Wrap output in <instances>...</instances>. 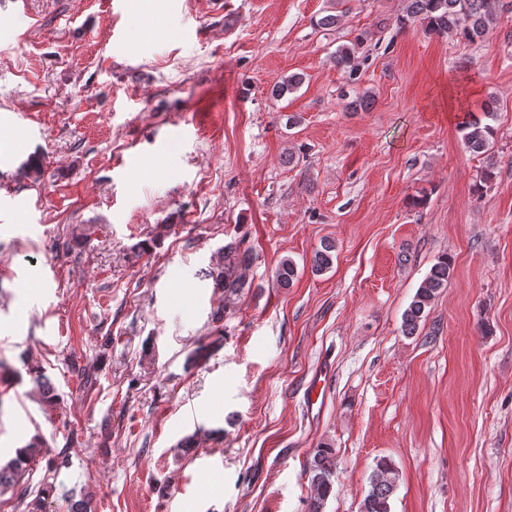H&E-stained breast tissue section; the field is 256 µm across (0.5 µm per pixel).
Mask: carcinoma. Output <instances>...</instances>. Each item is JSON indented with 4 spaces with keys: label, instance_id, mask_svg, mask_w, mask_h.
I'll list each match as a JSON object with an SVG mask.
<instances>
[{
    "label": "carcinoma",
    "instance_id": "cac0c4a2",
    "mask_svg": "<svg viewBox=\"0 0 512 512\" xmlns=\"http://www.w3.org/2000/svg\"><path fill=\"white\" fill-rule=\"evenodd\" d=\"M405 14L397 18L398 24L406 26L419 22L425 30L435 34L452 33L466 42L482 38L494 26L501 13L512 12V0H406ZM303 81L299 74L291 75L277 83L272 95L281 98ZM492 101L487 99L481 105L482 116L473 113L466 115L459 123V131L464 148L472 153L485 154L490 151L495 135L494 127L483 122L494 116ZM43 161L33 156L20 170V176L34 181L43 175ZM335 244L323 242L312 260V270L322 273L333 264ZM251 263L248 251H240V245L228 244L220 252V261L209 271L215 284L224 291L237 292L244 288L246 267ZM452 274V263L448 257H441L433 265L429 275L418 288L413 300L403 313L402 331L408 336L416 334L420 322L425 318V310L444 288ZM297 276V266L290 258L283 259L274 273L276 284L288 286ZM34 382L43 397L49 403L57 401V395L50 379L42 372H35ZM43 447V441L36 436L22 448L16 450L15 456L6 463H0V495L15 489L23 479L26 468ZM311 497L309 512H323V506L333 489L335 475V449L321 444L313 450L307 463ZM398 472L387 460L376 463L369 477V488L359 503V512H391L390 501L397 487Z\"/></svg>",
    "mask_w": 512,
    "mask_h": 512
}]
</instances>
